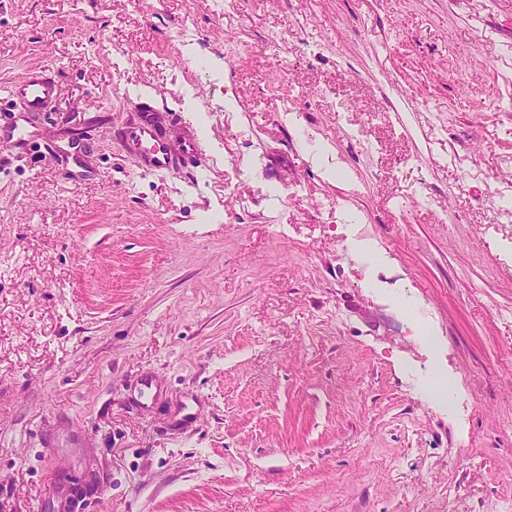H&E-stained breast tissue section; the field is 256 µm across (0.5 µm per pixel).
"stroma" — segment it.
Returning <instances> with one entry per match:
<instances>
[{
	"label": "stroma",
	"mask_w": 512,
	"mask_h": 512,
	"mask_svg": "<svg viewBox=\"0 0 512 512\" xmlns=\"http://www.w3.org/2000/svg\"><path fill=\"white\" fill-rule=\"evenodd\" d=\"M81 489L512 512V0H0V512ZM12 94L23 101L28 112H44L56 95V84L43 72L29 73L17 81ZM125 137L141 148L142 162L156 172H170L181 160L195 159L203 153L202 143L188 137L183 141L180 157H175L163 132L150 120L128 127Z\"/></svg>",
	"instance_id": "obj_1"
}]
</instances>
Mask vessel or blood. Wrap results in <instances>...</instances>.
<instances>
[{
	"label": "vessel or blood",
	"instance_id": "b4317fda",
	"mask_svg": "<svg viewBox=\"0 0 512 512\" xmlns=\"http://www.w3.org/2000/svg\"><path fill=\"white\" fill-rule=\"evenodd\" d=\"M12 93L23 101L28 111L43 112L56 95V84L46 74L29 73L17 81ZM125 137L140 148L142 162L157 172L171 171L179 161L197 158L203 152L201 142L188 137L183 141L180 155H173L163 132L149 120L128 127Z\"/></svg>",
	"mask_w": 512,
	"mask_h": 512
}]
</instances>
